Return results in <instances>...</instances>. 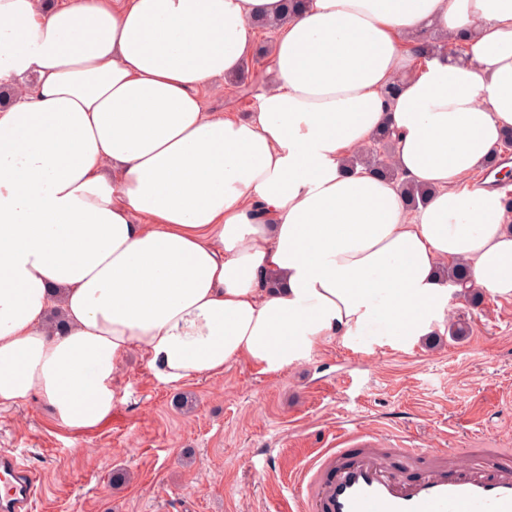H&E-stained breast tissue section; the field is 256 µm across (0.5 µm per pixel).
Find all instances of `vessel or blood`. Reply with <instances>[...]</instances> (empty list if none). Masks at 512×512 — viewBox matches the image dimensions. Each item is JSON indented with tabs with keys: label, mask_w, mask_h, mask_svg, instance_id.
I'll list each match as a JSON object with an SVG mask.
<instances>
[{
	"label": "vessel or blood",
	"mask_w": 512,
	"mask_h": 512,
	"mask_svg": "<svg viewBox=\"0 0 512 512\" xmlns=\"http://www.w3.org/2000/svg\"><path fill=\"white\" fill-rule=\"evenodd\" d=\"M288 512H512V456L487 448H403L345 433L307 455ZM39 479L0 455V512H34Z\"/></svg>",
	"instance_id": "1"
}]
</instances>
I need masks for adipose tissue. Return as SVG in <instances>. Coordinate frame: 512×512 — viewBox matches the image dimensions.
Returning a JSON list of instances; mask_svg holds the SVG:
<instances>
[{
    "instance_id": "ef3b65f1",
    "label": "adipose tissue",
    "mask_w": 512,
    "mask_h": 512,
    "mask_svg": "<svg viewBox=\"0 0 512 512\" xmlns=\"http://www.w3.org/2000/svg\"><path fill=\"white\" fill-rule=\"evenodd\" d=\"M257 20L279 23L257 111H206ZM420 31L467 49L417 61ZM28 74L0 110L1 407L95 428L134 347L165 384L374 324L410 348L445 332L454 261L512 297V210L467 185L512 127V0H0V79ZM383 128L434 190L416 210L345 170Z\"/></svg>"
}]
</instances>
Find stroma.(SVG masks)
I'll return each mask as SVG.
<instances>
[{
	"label": "stroma",
	"mask_w": 512,
	"mask_h": 512,
	"mask_svg": "<svg viewBox=\"0 0 512 512\" xmlns=\"http://www.w3.org/2000/svg\"><path fill=\"white\" fill-rule=\"evenodd\" d=\"M274 36L258 29L243 81L217 80L207 111H256ZM449 308L466 339L405 351L387 336L339 338L277 374L239 362L166 385L134 349L118 367L108 420L65 430L32 398L0 408V452L43 475L35 512H278L304 453L335 447L348 428L414 448L512 444V297L486 293L476 305L454 292ZM182 396L191 410L174 406ZM119 469L130 480L116 486Z\"/></svg>",
	"instance_id": "35a3bbf8"
}]
</instances>
